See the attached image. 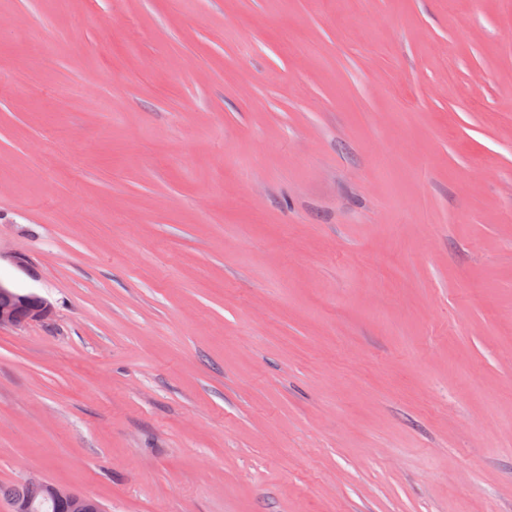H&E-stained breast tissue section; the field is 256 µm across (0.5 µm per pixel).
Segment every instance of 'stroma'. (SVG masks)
<instances>
[{"instance_id":"obj_1","label":"stroma","mask_w":512,"mask_h":512,"mask_svg":"<svg viewBox=\"0 0 512 512\" xmlns=\"http://www.w3.org/2000/svg\"><path fill=\"white\" fill-rule=\"evenodd\" d=\"M0 0V484L104 512H512V0ZM51 305L33 294H20L0 282V327L41 321L51 314Z\"/></svg>"}]
</instances>
